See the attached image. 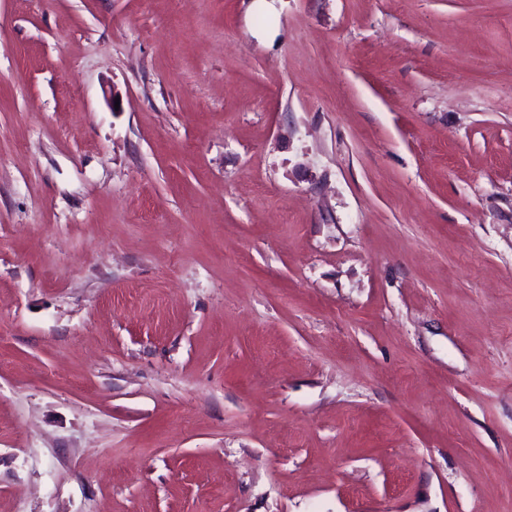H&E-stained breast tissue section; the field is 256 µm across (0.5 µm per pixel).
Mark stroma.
Instances as JSON below:
<instances>
[{
    "label": "stroma",
    "mask_w": 512,
    "mask_h": 512,
    "mask_svg": "<svg viewBox=\"0 0 512 512\" xmlns=\"http://www.w3.org/2000/svg\"><path fill=\"white\" fill-rule=\"evenodd\" d=\"M0 512H512V0H0Z\"/></svg>",
    "instance_id": "35a3bbf8"
}]
</instances>
